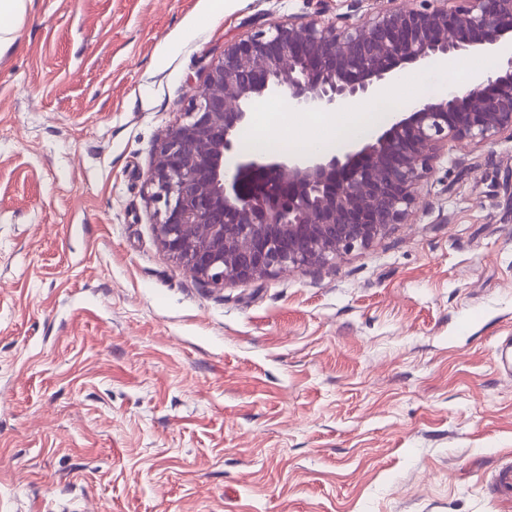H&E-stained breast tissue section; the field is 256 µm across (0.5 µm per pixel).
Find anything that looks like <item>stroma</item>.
<instances>
[{"instance_id":"35a3bbf8","label":"stroma","mask_w":512,"mask_h":512,"mask_svg":"<svg viewBox=\"0 0 512 512\" xmlns=\"http://www.w3.org/2000/svg\"><path fill=\"white\" fill-rule=\"evenodd\" d=\"M27 0L0 50V512H504L512 135L452 142L406 223L207 285L153 149L226 42L354 0ZM490 493L503 503L512 502V460L501 463L488 483Z\"/></svg>"}]
</instances>
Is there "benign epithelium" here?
Listing matches in <instances>:
<instances>
[{
  "label": "benign epithelium",
  "mask_w": 512,
  "mask_h": 512,
  "mask_svg": "<svg viewBox=\"0 0 512 512\" xmlns=\"http://www.w3.org/2000/svg\"><path fill=\"white\" fill-rule=\"evenodd\" d=\"M378 2L356 21L317 14L225 43L184 121L156 144L146 178L156 239L200 281L248 282L366 248L405 223L448 141L512 136L511 56L504 74L420 101L342 157L243 151L239 133L258 98L336 112L370 100L402 64L498 53L512 32V0Z\"/></svg>",
  "instance_id": "1"
}]
</instances>
